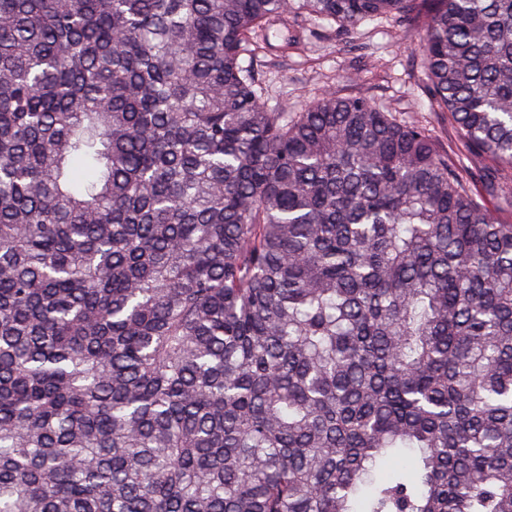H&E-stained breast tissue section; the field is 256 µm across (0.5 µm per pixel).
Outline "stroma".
<instances>
[{"label": "stroma", "mask_w": 512, "mask_h": 512, "mask_svg": "<svg viewBox=\"0 0 512 512\" xmlns=\"http://www.w3.org/2000/svg\"><path fill=\"white\" fill-rule=\"evenodd\" d=\"M274 37L258 50L260 101L277 112H299L327 92L364 95L401 121L427 126L450 163L480 184L490 173L508 178L486 159L467 157L444 113L434 111L423 88L421 32L382 17L349 31L336 23L298 16L273 25Z\"/></svg>", "instance_id": "35a3bbf8"}]
</instances>
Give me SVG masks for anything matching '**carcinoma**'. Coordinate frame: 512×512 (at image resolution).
Listing matches in <instances>:
<instances>
[{"instance_id":"carcinoma-1","label":"carcinoma","mask_w":512,"mask_h":512,"mask_svg":"<svg viewBox=\"0 0 512 512\" xmlns=\"http://www.w3.org/2000/svg\"><path fill=\"white\" fill-rule=\"evenodd\" d=\"M288 14L421 26L512 170V0H0V512H512V183L267 108Z\"/></svg>"}]
</instances>
